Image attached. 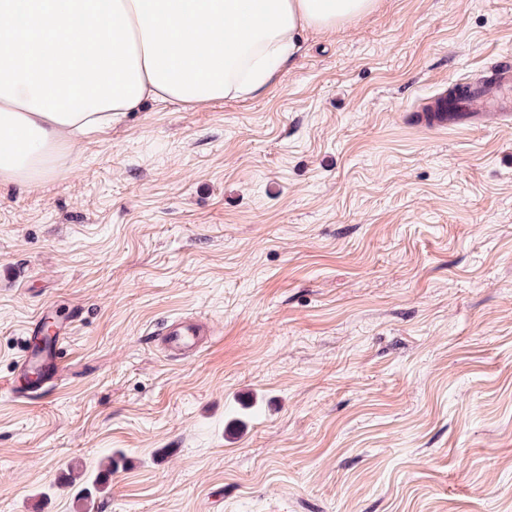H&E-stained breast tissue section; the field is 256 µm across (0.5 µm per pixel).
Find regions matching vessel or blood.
<instances>
[{
    "label": "vessel or blood",
    "mask_w": 512,
    "mask_h": 512,
    "mask_svg": "<svg viewBox=\"0 0 512 512\" xmlns=\"http://www.w3.org/2000/svg\"><path fill=\"white\" fill-rule=\"evenodd\" d=\"M495 117L512 119V59L496 64L491 76L463 84L460 97L449 98L440 93L427 98L416 118L419 124L429 128H445L469 125L473 121ZM203 334L201 325L176 321L163 334L164 348L172 355H185L195 351ZM38 366L39 377L29 380L24 398H37L46 387L56 386L62 380V368L57 356L34 357L23 354L16 363L21 373H28L31 366Z\"/></svg>",
    "instance_id": "b4317fda"
}]
</instances>
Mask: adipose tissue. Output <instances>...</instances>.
I'll list each match as a JSON object with an SVG mask.
<instances>
[{
    "mask_svg": "<svg viewBox=\"0 0 512 512\" xmlns=\"http://www.w3.org/2000/svg\"><path fill=\"white\" fill-rule=\"evenodd\" d=\"M377 0H0V183L49 177L146 103L258 94Z\"/></svg>",
    "mask_w": 512,
    "mask_h": 512,
    "instance_id": "obj_1",
    "label": "adipose tissue"
}]
</instances>
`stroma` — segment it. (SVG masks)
Masks as SVG:
<instances>
[{
	"instance_id": "stroma-1",
	"label": "stroma",
	"mask_w": 512,
	"mask_h": 512,
	"mask_svg": "<svg viewBox=\"0 0 512 512\" xmlns=\"http://www.w3.org/2000/svg\"><path fill=\"white\" fill-rule=\"evenodd\" d=\"M509 51L512 0H379L0 185V512H512V124L409 119ZM41 312L63 382L19 400ZM161 336L164 348L171 355H186L199 346V336H203V329L198 324L175 321Z\"/></svg>"
}]
</instances>
